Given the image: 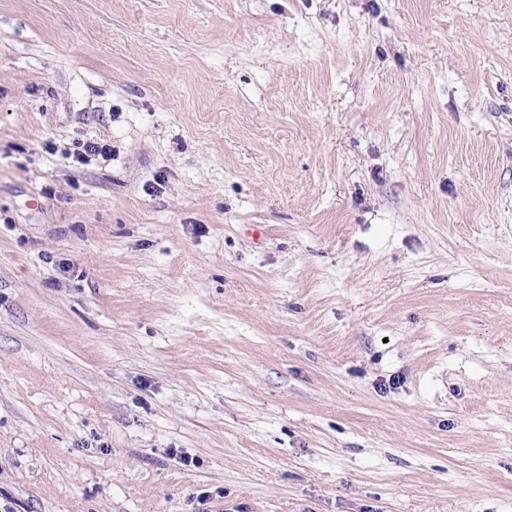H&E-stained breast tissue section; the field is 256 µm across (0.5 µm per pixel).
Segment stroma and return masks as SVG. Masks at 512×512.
<instances>
[{
  "label": "stroma",
  "mask_w": 512,
  "mask_h": 512,
  "mask_svg": "<svg viewBox=\"0 0 512 512\" xmlns=\"http://www.w3.org/2000/svg\"><path fill=\"white\" fill-rule=\"evenodd\" d=\"M0 512H512V0H0Z\"/></svg>",
  "instance_id": "stroma-1"
}]
</instances>
